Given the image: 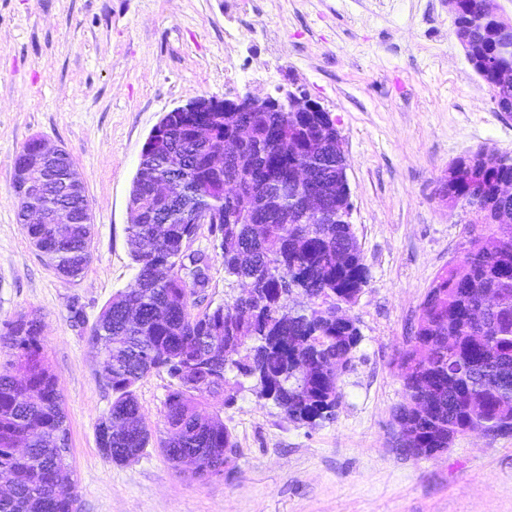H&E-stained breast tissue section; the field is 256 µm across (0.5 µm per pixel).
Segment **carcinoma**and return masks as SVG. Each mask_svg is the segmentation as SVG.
Instances as JSON below:
<instances>
[{"instance_id":"1","label":"carcinoma","mask_w":512,"mask_h":512,"mask_svg":"<svg viewBox=\"0 0 512 512\" xmlns=\"http://www.w3.org/2000/svg\"><path fill=\"white\" fill-rule=\"evenodd\" d=\"M491 0H460L455 34L474 70L494 93L500 111L512 112V84L495 76L497 65L512 66L499 50V34L488 23ZM241 124L253 129L237 145L247 163L208 166L205 143L235 138ZM168 144L155 150L133 181L139 202L127 225L130 256L137 268L127 288L113 295L89 328L102 363V378L115 398L97 427L106 455L117 464L138 458L151 440L134 387L164 369L173 387L164 402L165 435L160 453L173 466L194 463L199 478L220 476L237 448L219 411L205 413L202 399L226 391L231 372L251 382L259 399L272 401L290 420L312 424L325 418L340 397L338 382L360 344L358 327L343 308L355 303L367 283V269L353 225L348 197L336 193L341 175V136L328 112H198L172 117ZM302 143L315 171L321 211L296 223L278 174L293 171L288 141ZM167 178L177 188L164 204L146 198V187ZM512 181V158L478 151L448 168V205L478 203L456 255L435 277L420 306L418 323L398 367L405 401L395 420L403 447L430 457L454 439L483 426L512 434V197L499 198L496 185ZM237 185L224 195V182ZM13 192L18 207H52L56 198L32 202ZM200 208L222 223L224 279L254 282V294L240 305L232 298L195 311L194 260L182 256L196 227L185 214ZM30 243L50 265L67 275L83 274L85 224H26ZM498 303L474 321L481 296ZM41 320L22 315L6 324L0 344L14 359L0 365V512H72L69 429L56 376L45 363ZM27 452L15 454L18 445Z\"/></svg>"}]
</instances>
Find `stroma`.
I'll use <instances>...</instances> for the list:
<instances>
[{"instance_id":"35a3bbf8","label":"stroma","mask_w":512,"mask_h":512,"mask_svg":"<svg viewBox=\"0 0 512 512\" xmlns=\"http://www.w3.org/2000/svg\"><path fill=\"white\" fill-rule=\"evenodd\" d=\"M454 30L448 0H0V328L25 313L42 319L79 512H512V435L464 434L427 459L395 439L397 358L470 220L447 205L442 181L459 156H512V118ZM280 86L331 113L346 156L368 280L347 310L361 342L342 401L333 418L301 425L246 386L229 406L205 397L237 443L217 477L176 470L153 444L113 463L96 437L113 394L71 316L79 308L94 323L136 275L126 227L141 147L192 99ZM37 135L67 150L90 203L92 257L75 279L52 268L17 216L15 159ZM194 247L210 257L209 301L238 294L209 225ZM170 385L154 371L135 386L155 437Z\"/></svg>"}]
</instances>
